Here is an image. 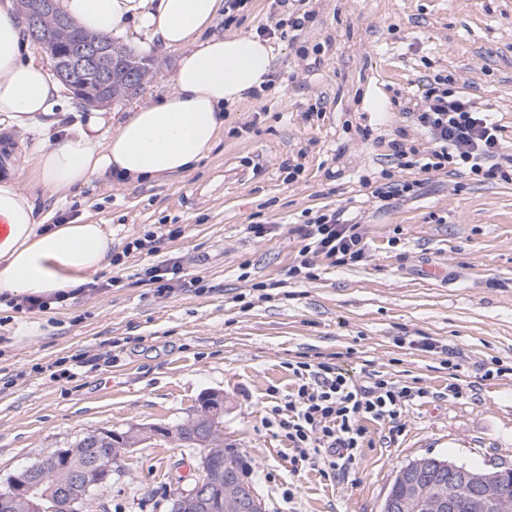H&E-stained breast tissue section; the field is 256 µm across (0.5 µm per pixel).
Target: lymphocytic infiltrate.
I'll return each mask as SVG.
<instances>
[{
	"instance_id": "obj_1",
	"label": "lymphocytic infiltrate",
	"mask_w": 512,
	"mask_h": 512,
	"mask_svg": "<svg viewBox=\"0 0 512 512\" xmlns=\"http://www.w3.org/2000/svg\"><path fill=\"white\" fill-rule=\"evenodd\" d=\"M409 116L432 148L413 160L402 143L393 142L400 168L428 175L454 167L479 181L512 180V142L505 140L503 125L463 92L428 89ZM307 236L315 252L341 263L364 253L358 225L337 212L313 217ZM290 368L298 387L284 404L272 407L274 426L294 449L295 461L321 458L342 471L352 468L365 445L364 421L398 422L404 408L429 395L425 388L373 373L365 383H355L328 358L297 360Z\"/></svg>"
}]
</instances>
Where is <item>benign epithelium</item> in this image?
<instances>
[{
	"mask_svg": "<svg viewBox=\"0 0 512 512\" xmlns=\"http://www.w3.org/2000/svg\"><path fill=\"white\" fill-rule=\"evenodd\" d=\"M27 21L33 40L49 55L51 75L85 106H99L109 101L112 89V71L99 67V60L112 55V40L81 41L67 50H60L51 41L52 32L44 26L51 18L61 27L68 25V18L59 8V0H25ZM204 403L195 409L183 424L169 432L159 427H132L124 435L99 428L90 433L91 462L77 465L71 453L59 449L55 455L44 457L38 464L23 469L10 477V492L0 497V512H42L37 490L41 482L36 478L40 471L56 476L54 492L58 512H76V507L87 500L95 489H100L112 474L114 455H123L135 447L138 439L146 436L160 438L183 432L192 435L200 445L196 457L198 477L186 487L176 488L169 499L170 512H264L262 500L252 484L242 473L224 468L223 453L216 447V436L223 427L221 415L209 407L224 401L220 392H208ZM124 443L122 448H104L108 440ZM426 465L417 461L404 468L400 480L405 495L397 499L388 494L382 512H408L412 502L422 491L423 483L408 476ZM448 471V483L432 487L430 506L434 512H512L508 499L490 495L492 487L512 469L503 465L477 470L454 461L439 463Z\"/></svg>",
	"mask_w": 512,
	"mask_h": 512,
	"instance_id": "benign-epithelium-1",
	"label": "benign epithelium"
}]
</instances>
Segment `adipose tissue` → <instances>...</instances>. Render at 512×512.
<instances>
[{"mask_svg": "<svg viewBox=\"0 0 512 512\" xmlns=\"http://www.w3.org/2000/svg\"><path fill=\"white\" fill-rule=\"evenodd\" d=\"M68 16L104 36L139 23L144 39L134 50L158 44L179 51L158 100L116 122L86 113L83 123L22 166L0 172V296L12 299L73 292L91 284L112 261V227L38 221L35 199L21 182L31 176L49 196L96 182L134 184L192 169L217 145L224 112L263 91L271 79L273 48L256 35L205 37L220 0H63ZM60 90L30 52L25 24L10 0H0V130L23 142L26 133L58 122Z\"/></svg>", "mask_w": 512, "mask_h": 512, "instance_id": "adipose-tissue-1", "label": "adipose tissue"}]
</instances>
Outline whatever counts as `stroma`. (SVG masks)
I'll return each instance as SVG.
<instances>
[{
    "instance_id": "obj_1",
    "label": "stroma",
    "mask_w": 512,
    "mask_h": 512,
    "mask_svg": "<svg viewBox=\"0 0 512 512\" xmlns=\"http://www.w3.org/2000/svg\"><path fill=\"white\" fill-rule=\"evenodd\" d=\"M301 36L272 37L274 82L224 118L215 150L183 175L63 198L33 188L38 219L90 215L112 227L120 262L77 298L41 311L0 305V487L96 428L175 427L202 394L224 395V445L238 452L266 512H381L396 472L422 457L512 466V181L462 171L422 181L391 143L427 151L405 109L435 77L488 108L512 138V0H309ZM213 35L259 34L287 20L275 0H232ZM107 109L120 118L167 90L175 51ZM419 181L411 196L372 197L364 178ZM344 212L362 258L301 266L302 225ZM272 225L256 237L253 225ZM156 233L155 255H124ZM178 258L169 292L139 281ZM430 339L437 353L420 350ZM335 356L430 391L399 425L367 422L368 447L333 475L293 464L267 425L296 386L291 361ZM507 375L487 376L493 364ZM461 392L448 396L450 381ZM191 449L146 441L120 459L84 512H167Z\"/></svg>"
}]
</instances>
